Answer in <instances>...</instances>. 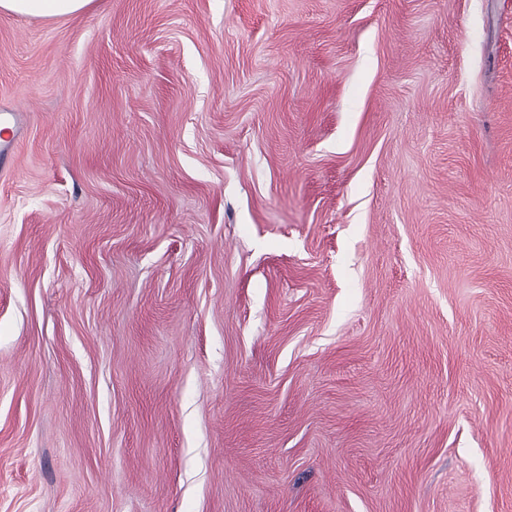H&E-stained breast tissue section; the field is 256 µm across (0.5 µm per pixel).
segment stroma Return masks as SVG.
<instances>
[{"label": "stroma", "instance_id": "obj_1", "mask_svg": "<svg viewBox=\"0 0 512 512\" xmlns=\"http://www.w3.org/2000/svg\"><path fill=\"white\" fill-rule=\"evenodd\" d=\"M0 512H512V0L0 12Z\"/></svg>", "mask_w": 512, "mask_h": 512}]
</instances>
